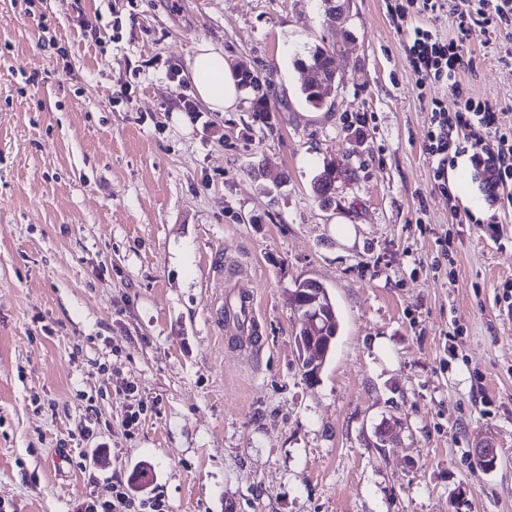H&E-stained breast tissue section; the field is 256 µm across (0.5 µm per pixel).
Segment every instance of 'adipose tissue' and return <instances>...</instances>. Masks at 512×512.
<instances>
[{"mask_svg": "<svg viewBox=\"0 0 512 512\" xmlns=\"http://www.w3.org/2000/svg\"><path fill=\"white\" fill-rule=\"evenodd\" d=\"M190 78L196 97L211 111L236 108L241 92L222 49L200 40L190 62Z\"/></svg>", "mask_w": 512, "mask_h": 512, "instance_id": "obj_1", "label": "adipose tissue"}]
</instances>
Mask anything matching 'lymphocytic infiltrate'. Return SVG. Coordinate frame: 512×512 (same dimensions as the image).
<instances>
[{"mask_svg":"<svg viewBox=\"0 0 512 512\" xmlns=\"http://www.w3.org/2000/svg\"><path fill=\"white\" fill-rule=\"evenodd\" d=\"M391 11L401 21L412 14L429 12H443L455 20V34L445 40L421 26L408 28L406 53L418 87L436 82L451 85L450 100L433 103L425 150L434 162V186L447 196L450 214L457 223H470V215L461 213L458 207L448 170L459 155L471 154L475 162L492 169L491 192L507 190L512 186V130L499 124L492 101L473 97L456 83L455 76L472 66L464 50L472 26L512 33V0H394ZM475 124L491 130L493 150L479 152L477 143L470 141L467 132ZM83 512H164V508L157 498L131 500L122 484L116 482L108 497H88Z\"/></svg>","mask_w":512,"mask_h":512,"instance_id":"obj_1","label":"lymphocytic infiltrate"}]
</instances>
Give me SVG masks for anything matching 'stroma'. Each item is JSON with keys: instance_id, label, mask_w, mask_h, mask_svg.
I'll return each mask as SVG.
<instances>
[{"instance_id": "35a3bbf8", "label": "stroma", "mask_w": 512, "mask_h": 512, "mask_svg": "<svg viewBox=\"0 0 512 512\" xmlns=\"http://www.w3.org/2000/svg\"><path fill=\"white\" fill-rule=\"evenodd\" d=\"M388 4L351 0L316 109L294 58L332 31L321 0H0V512H77L116 480L168 512H512V211L464 155L454 223L425 151L450 89L417 88ZM202 39L259 80L236 111L182 109ZM506 48L472 27L457 80L512 126ZM305 279L341 320L313 383ZM242 289L250 346L218 325ZM299 288H302V290L298 292L295 305V301L293 300V293H296ZM312 289L322 291V297L319 302V309L323 319L321 335L319 336H323L320 340L324 341L325 345L329 344V349L326 354L325 361L321 362V358L324 354L323 349L321 347H317L311 343L305 346L304 348V345L302 344L303 351L306 350V356L309 361L310 367L318 365L321 362L319 365L322 366L323 369L324 364L326 363L327 359L333 352V349L336 344V339L339 336L341 324L339 314L336 308V303L329 295L327 289L322 284L313 280H304L302 282H299L298 284H295L294 289L291 291L290 304L292 306L291 308L294 314L297 315L298 321L301 323V327L295 333V344L298 353L299 363L303 370V375L308 381L311 380V382H314L316 381L317 377H319L318 370H315L311 374V377L309 378V371L307 370L308 362L302 358L299 346L297 345L298 336H302V342L304 344H306L304 336H311V334L309 333V331H307L305 327L306 320L308 319L306 304L309 301V296L311 294Z\"/></svg>"}]
</instances>
